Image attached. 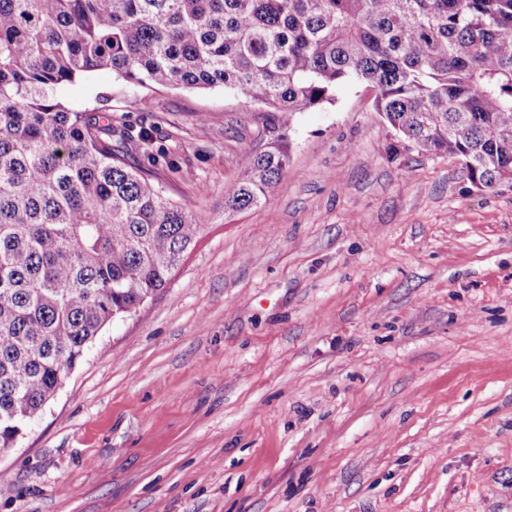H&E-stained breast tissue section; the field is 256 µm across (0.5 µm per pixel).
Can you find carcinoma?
<instances>
[{"instance_id":"obj_1","label":"carcinoma","mask_w":512,"mask_h":512,"mask_svg":"<svg viewBox=\"0 0 512 512\" xmlns=\"http://www.w3.org/2000/svg\"><path fill=\"white\" fill-rule=\"evenodd\" d=\"M110 69L142 86L233 90L287 128L366 84L419 152L478 188L512 183V0H0V453L88 343L165 288L205 216L129 160L112 118L56 89ZM280 137L242 157L224 210L266 199Z\"/></svg>"}]
</instances>
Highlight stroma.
Returning a JSON list of instances; mask_svg holds the SVG:
<instances>
[{"mask_svg": "<svg viewBox=\"0 0 512 512\" xmlns=\"http://www.w3.org/2000/svg\"><path fill=\"white\" fill-rule=\"evenodd\" d=\"M57 97L151 129L131 160L206 225L0 453V512H512V183L419 153L366 85L284 130L108 70ZM280 136L266 200L225 214ZM289 158V144L283 137L258 153L245 154L241 160L242 177L225 186L224 210L240 212L260 205L279 180Z\"/></svg>", "mask_w": 512, "mask_h": 512, "instance_id": "1", "label": "stroma"}]
</instances>
